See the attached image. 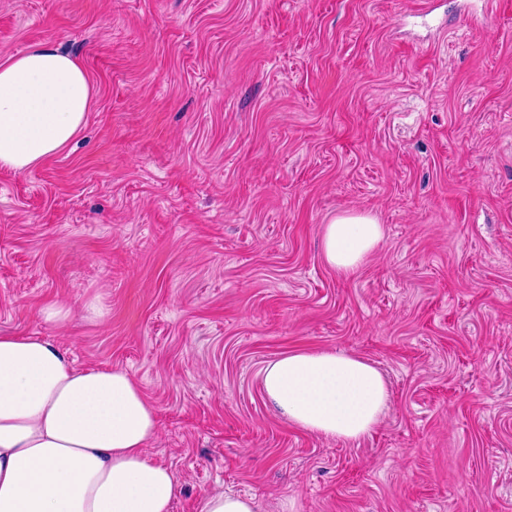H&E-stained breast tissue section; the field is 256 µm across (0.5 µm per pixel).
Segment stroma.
<instances>
[{
    "instance_id": "1",
    "label": "stroma",
    "mask_w": 512,
    "mask_h": 512,
    "mask_svg": "<svg viewBox=\"0 0 512 512\" xmlns=\"http://www.w3.org/2000/svg\"><path fill=\"white\" fill-rule=\"evenodd\" d=\"M44 43L95 95L0 168V334L132 376L172 512H512V0H0V65ZM345 212L384 229L350 275ZM302 350L384 374L369 434L271 406ZM382 224L369 213L347 212L326 224L323 247L328 265L344 275L354 273L383 239ZM254 498L224 493L207 494L199 503V512H257Z\"/></svg>"
}]
</instances>
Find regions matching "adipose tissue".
Returning <instances> with one entry per match:
<instances>
[{
	"label": "adipose tissue",
	"instance_id": "obj_1",
	"mask_svg": "<svg viewBox=\"0 0 512 512\" xmlns=\"http://www.w3.org/2000/svg\"><path fill=\"white\" fill-rule=\"evenodd\" d=\"M94 90L80 59L49 44L0 65V167L22 173L59 152L85 123ZM384 236L374 215H337L324 258L354 273ZM273 407L339 440L374 428L388 398L363 359L297 351L261 372ZM156 414L121 369L76 368L52 342L0 335V512H171L180 485L146 455Z\"/></svg>",
	"mask_w": 512,
	"mask_h": 512
}]
</instances>
